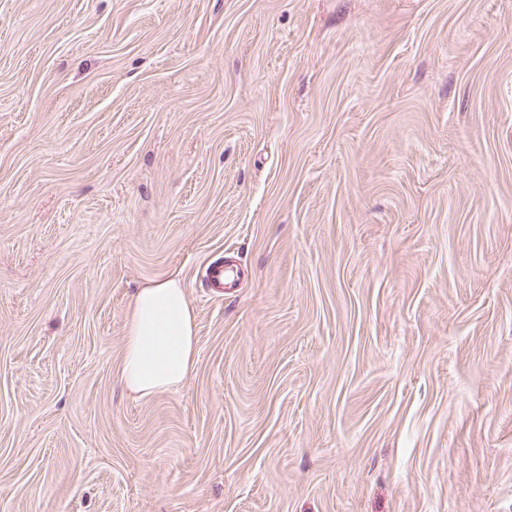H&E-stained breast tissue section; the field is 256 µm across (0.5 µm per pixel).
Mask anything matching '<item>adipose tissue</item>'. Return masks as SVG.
<instances>
[{
  "mask_svg": "<svg viewBox=\"0 0 512 512\" xmlns=\"http://www.w3.org/2000/svg\"><path fill=\"white\" fill-rule=\"evenodd\" d=\"M196 358L195 314L178 279L138 290L126 329L120 380L140 397L181 385Z\"/></svg>",
  "mask_w": 512,
  "mask_h": 512,
  "instance_id": "ef3b65f1",
  "label": "adipose tissue"
}]
</instances>
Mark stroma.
Listing matches in <instances>:
<instances>
[{
  "label": "stroma",
  "instance_id": "35a3bbf8",
  "mask_svg": "<svg viewBox=\"0 0 512 512\" xmlns=\"http://www.w3.org/2000/svg\"><path fill=\"white\" fill-rule=\"evenodd\" d=\"M0 512H512V0H0ZM195 314L176 278L141 288L126 329L120 380L139 397L181 385L196 358Z\"/></svg>",
  "mask_w": 512,
  "mask_h": 512
}]
</instances>
